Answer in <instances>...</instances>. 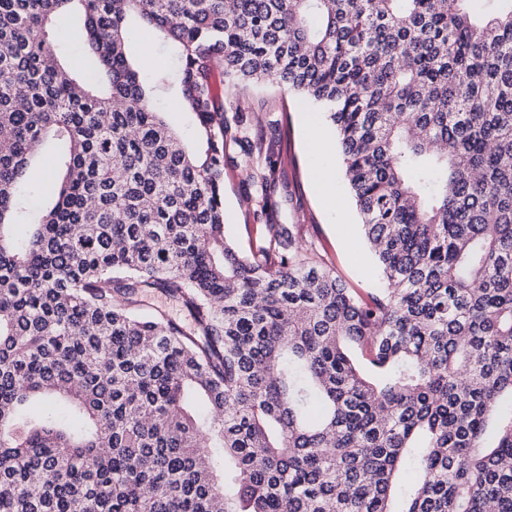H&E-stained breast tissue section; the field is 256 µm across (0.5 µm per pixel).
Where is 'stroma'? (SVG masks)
Wrapping results in <instances>:
<instances>
[{"label": "stroma", "instance_id": "obj_1", "mask_svg": "<svg viewBox=\"0 0 512 512\" xmlns=\"http://www.w3.org/2000/svg\"><path fill=\"white\" fill-rule=\"evenodd\" d=\"M225 106L245 108L246 134L254 148V177L229 165L224 177L225 233L244 252L261 243L267 221L298 225L305 243L315 244L339 276L359 294L380 288L372 254L361 242L355 207L343 175L333 130L315 115L316 107L277 84L228 86ZM276 146L287 183L265 184L268 148ZM328 173L335 200L320 196L319 173Z\"/></svg>", "mask_w": 512, "mask_h": 512}]
</instances>
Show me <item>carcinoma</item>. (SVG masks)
<instances>
[{
	"label": "carcinoma",
	"instance_id": "obj_1",
	"mask_svg": "<svg viewBox=\"0 0 512 512\" xmlns=\"http://www.w3.org/2000/svg\"><path fill=\"white\" fill-rule=\"evenodd\" d=\"M217 68L322 109L386 287L226 240ZM0 512H512V0H0ZM57 151V142L56 141H49L47 142L42 152L39 156L38 163L42 165L41 172H40V189L44 190L47 189L50 185V182L53 178V172H54V157Z\"/></svg>",
	"mask_w": 512,
	"mask_h": 512
}]
</instances>
